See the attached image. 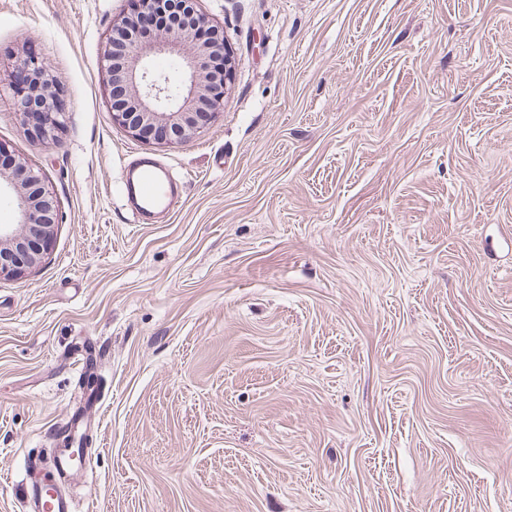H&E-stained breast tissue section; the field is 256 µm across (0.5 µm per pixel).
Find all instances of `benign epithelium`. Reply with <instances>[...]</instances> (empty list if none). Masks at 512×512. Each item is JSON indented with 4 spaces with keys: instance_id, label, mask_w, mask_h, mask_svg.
Returning <instances> with one entry per match:
<instances>
[{
    "instance_id": "1",
    "label": "benign epithelium",
    "mask_w": 512,
    "mask_h": 512,
    "mask_svg": "<svg viewBox=\"0 0 512 512\" xmlns=\"http://www.w3.org/2000/svg\"><path fill=\"white\" fill-rule=\"evenodd\" d=\"M178 22L143 38L137 20L124 17L112 26L102 63L121 88L110 89L112 122L138 141L178 144L197 133L224 100L234 78V60L224 30L209 23L196 0ZM162 58L179 63L173 75L159 68ZM18 70L38 81L46 60L28 57ZM22 119L37 116L47 139L59 126L60 109L49 91L16 89ZM13 190L16 223L0 224V278H20L47 256L53 246L57 210L40 169L22 154L0 145V182Z\"/></svg>"
}]
</instances>
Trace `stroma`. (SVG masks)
<instances>
[{"label": "stroma", "mask_w": 512, "mask_h": 512, "mask_svg": "<svg viewBox=\"0 0 512 512\" xmlns=\"http://www.w3.org/2000/svg\"><path fill=\"white\" fill-rule=\"evenodd\" d=\"M198 7L234 82L168 145L112 122L130 0H0V144L58 212L0 279V512L78 413L76 512H512V0ZM32 55L49 141L12 105ZM137 155L183 183L145 223Z\"/></svg>", "instance_id": "35a3bbf8"}]
</instances>
